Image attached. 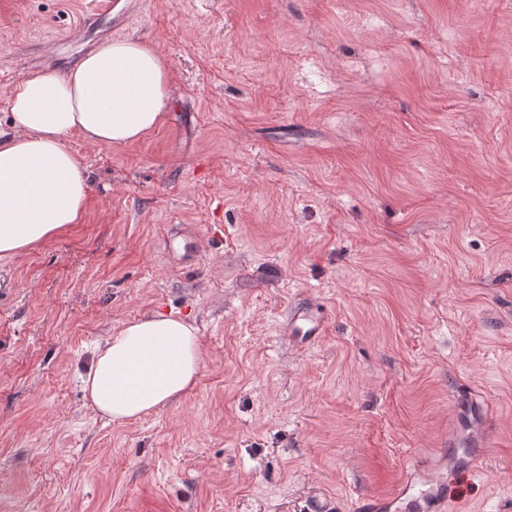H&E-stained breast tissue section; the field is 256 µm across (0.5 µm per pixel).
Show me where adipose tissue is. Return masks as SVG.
Returning a JSON list of instances; mask_svg holds the SVG:
<instances>
[{"label":"adipose tissue","mask_w":512,"mask_h":512,"mask_svg":"<svg viewBox=\"0 0 512 512\" xmlns=\"http://www.w3.org/2000/svg\"><path fill=\"white\" fill-rule=\"evenodd\" d=\"M168 100L160 55L130 38L104 42L68 74L32 72L17 84L12 129L0 130V256L80 220L89 175L64 136L105 147L135 141L160 123ZM200 360L194 326L140 317L98 345L84 381L89 406L113 421L156 411L193 389Z\"/></svg>","instance_id":"1"}]
</instances>
